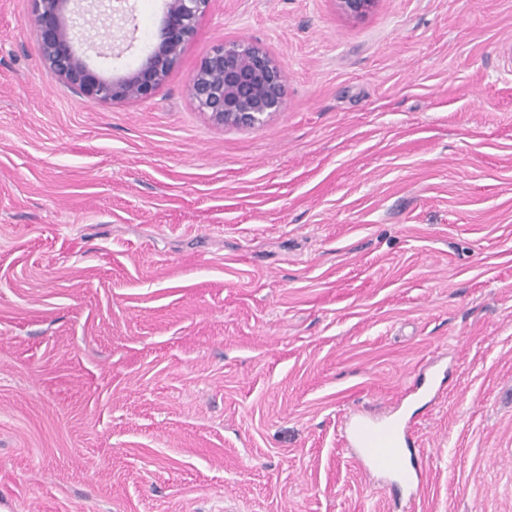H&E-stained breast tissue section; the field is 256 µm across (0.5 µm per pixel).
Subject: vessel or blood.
<instances>
[{
  "label": "vessel or blood",
  "mask_w": 512,
  "mask_h": 512,
  "mask_svg": "<svg viewBox=\"0 0 512 512\" xmlns=\"http://www.w3.org/2000/svg\"><path fill=\"white\" fill-rule=\"evenodd\" d=\"M345 439L349 446L357 449L362 464L379 472L395 474L411 485H420L421 469L406 467L410 441L406 429L400 424L351 418L345 426Z\"/></svg>",
  "instance_id": "b4317fda"
}]
</instances>
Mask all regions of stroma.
Returning <instances> with one entry per match:
<instances>
[{"instance_id":"1","label":"stroma","mask_w":512,"mask_h":512,"mask_svg":"<svg viewBox=\"0 0 512 512\" xmlns=\"http://www.w3.org/2000/svg\"><path fill=\"white\" fill-rule=\"evenodd\" d=\"M236 40L286 75L251 127L188 92ZM353 414L407 425L417 498ZM0 512H512V0H215L114 103L0 0Z\"/></svg>"}]
</instances>
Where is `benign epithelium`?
Segmentation results:
<instances>
[{"label": "benign epithelium", "mask_w": 512, "mask_h": 512, "mask_svg": "<svg viewBox=\"0 0 512 512\" xmlns=\"http://www.w3.org/2000/svg\"><path fill=\"white\" fill-rule=\"evenodd\" d=\"M213 0H166L164 20L152 50L129 72L106 78L78 52L86 38L83 13L74 0H33L42 56L51 77L76 87L88 98L111 103L153 96L178 63L198 21ZM378 0H336L350 16L370 12ZM286 76L261 47L226 42L215 47L189 81L198 107L218 125L254 126L285 106Z\"/></svg>", "instance_id": "7a95c632"}]
</instances>
